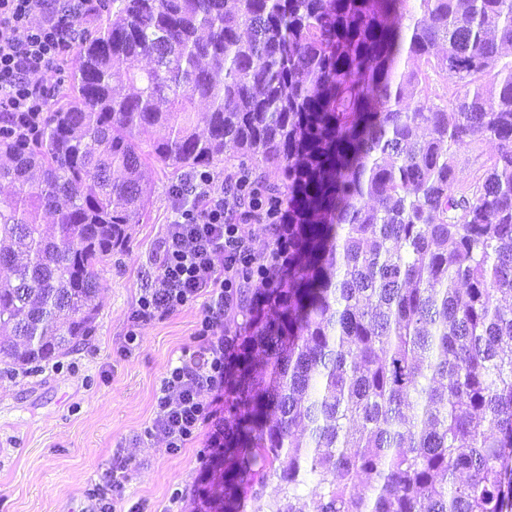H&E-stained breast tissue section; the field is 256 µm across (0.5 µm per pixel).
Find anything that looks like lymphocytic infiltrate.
Returning a JSON list of instances; mask_svg holds the SVG:
<instances>
[{
  "mask_svg": "<svg viewBox=\"0 0 512 512\" xmlns=\"http://www.w3.org/2000/svg\"><path fill=\"white\" fill-rule=\"evenodd\" d=\"M88 0H0V116L19 135L38 129L47 85L33 74L60 67L79 37L78 21ZM192 198L157 244V275L143 288L135 315L167 316L197 305L196 351L179 357L162 378L153 418L143 435L159 439L169 454L186 448L200 432L207 444L224 449V383L231 344L224 339V314L253 281L268 284L288 262V227L281 209H272L277 234L269 255H261L245 231L262 200L219 189L209 172L182 188Z\"/></svg>",
  "mask_w": 512,
  "mask_h": 512,
  "instance_id": "f902f5d3",
  "label": "lymphocytic infiltrate"
}]
</instances>
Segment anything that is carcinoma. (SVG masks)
<instances>
[{
    "label": "carcinoma",
    "instance_id": "obj_1",
    "mask_svg": "<svg viewBox=\"0 0 512 512\" xmlns=\"http://www.w3.org/2000/svg\"><path fill=\"white\" fill-rule=\"evenodd\" d=\"M85 29L39 129L0 128L4 370L92 335L149 165L222 169L231 144L288 181L291 267L226 317L200 507L512 512V0H108ZM494 150L493 144L483 142L476 151L470 152L468 156H462L459 164V177L463 180L469 179L474 170L493 154ZM467 158H469V161H467Z\"/></svg>",
    "mask_w": 512,
    "mask_h": 512
}]
</instances>
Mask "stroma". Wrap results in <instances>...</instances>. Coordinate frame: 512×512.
<instances>
[{"instance_id": "1", "label": "stroma", "mask_w": 512, "mask_h": 512, "mask_svg": "<svg viewBox=\"0 0 512 512\" xmlns=\"http://www.w3.org/2000/svg\"><path fill=\"white\" fill-rule=\"evenodd\" d=\"M184 173L154 165L148 213L100 272V315L92 336L59 365L35 375L0 372V512H94V486L126 465L123 512H195L208 471L204 441L170 455L144 440L156 392L171 362L195 351L198 306L139 324L142 288L157 274L153 255L176 217ZM136 329L137 344L125 335Z\"/></svg>"}]
</instances>
